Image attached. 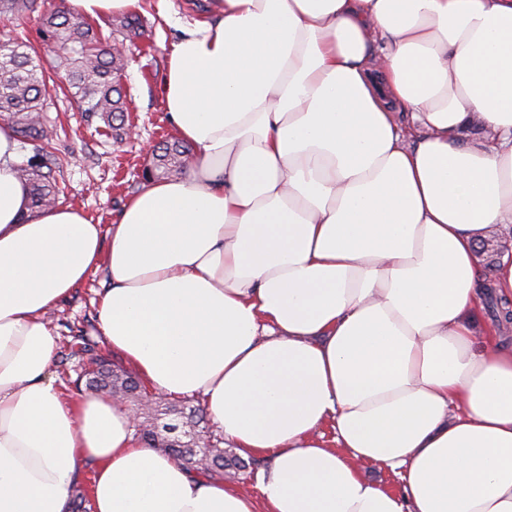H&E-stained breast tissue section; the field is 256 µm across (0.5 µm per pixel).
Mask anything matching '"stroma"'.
<instances>
[{
	"label": "stroma",
	"mask_w": 512,
	"mask_h": 512,
	"mask_svg": "<svg viewBox=\"0 0 512 512\" xmlns=\"http://www.w3.org/2000/svg\"><path fill=\"white\" fill-rule=\"evenodd\" d=\"M208 4L209 0H139L135 12L144 34L126 42L128 64L122 77L133 103L134 138L116 144L86 124L75 100L52 96L47 118L65 128L51 148L53 173L62 189L60 204L80 208L107 227L115 222L126 200L143 188L141 170L147 150L171 133L161 86L166 49L176 41L178 31L167 19L172 16L193 22L206 12ZM108 286L106 274L97 272L51 316V326L61 344L51 373L67 396L78 397L82 385L83 359L69 355L66 349L73 335L86 336L93 352L112 364L123 363L122 357L104 342L96 323V304Z\"/></svg>",
	"instance_id": "obj_1"
}]
</instances>
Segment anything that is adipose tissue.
I'll use <instances>...</instances> for the list:
<instances>
[{
	"instance_id": "ef3b65f1",
	"label": "adipose tissue",
	"mask_w": 512,
	"mask_h": 512,
	"mask_svg": "<svg viewBox=\"0 0 512 512\" xmlns=\"http://www.w3.org/2000/svg\"><path fill=\"white\" fill-rule=\"evenodd\" d=\"M161 95L187 171L107 229L31 208L0 121V512H71L86 463L92 512H512V344L477 266L512 225V0H222ZM101 269L107 344L272 455L259 495L62 399L45 315Z\"/></svg>"
}]
</instances>
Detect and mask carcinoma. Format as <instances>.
<instances>
[{"label": "carcinoma", "mask_w": 512, "mask_h": 512, "mask_svg": "<svg viewBox=\"0 0 512 512\" xmlns=\"http://www.w3.org/2000/svg\"><path fill=\"white\" fill-rule=\"evenodd\" d=\"M36 8L37 0H0V13L22 16ZM109 24L128 40L141 35L139 18L133 13L116 15ZM42 33L56 49L58 66L67 72L63 94L80 100L87 123L96 121L106 134L121 138L129 120L126 97L121 90L123 57L113 54L112 46L102 39L98 27L75 10H57L44 15ZM49 80V70L32 56L27 41L15 37L0 45V120L11 124L16 137L41 142V158L18 166L20 176L30 187V203L37 209L54 206L60 192L47 162V148L58 137L57 127L50 124L46 116ZM189 152L188 146L176 138L158 143L147 171L148 178L161 179L179 170ZM85 376L87 388L95 392L109 394L117 388L135 397L144 391L139 380L118 373L100 356L90 358ZM173 412L198 427L211 441L206 465H197L191 451L177 438L145 428L136 432L138 440L151 448L166 449L174 459L182 460L209 479L233 478L261 467V459H244L232 449L221 447L224 438L208 423L204 410L183 406Z\"/></svg>", "instance_id": "1"}]
</instances>
